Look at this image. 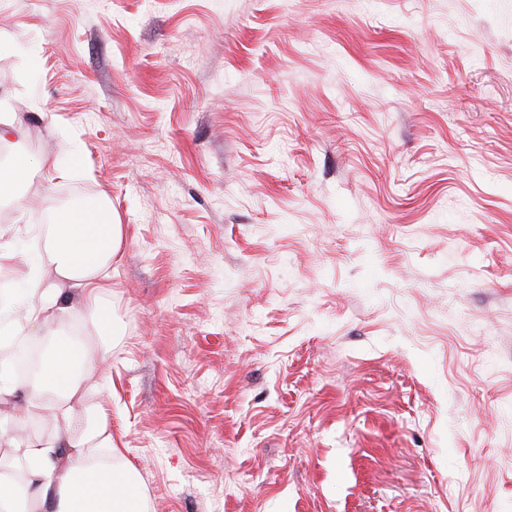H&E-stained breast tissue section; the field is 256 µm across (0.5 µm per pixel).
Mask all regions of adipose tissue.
Wrapping results in <instances>:
<instances>
[{
	"label": "adipose tissue",
	"instance_id": "1",
	"mask_svg": "<svg viewBox=\"0 0 512 512\" xmlns=\"http://www.w3.org/2000/svg\"><path fill=\"white\" fill-rule=\"evenodd\" d=\"M121 244V227L83 207L57 218L44 258L29 263L15 318L0 329V347L15 345L59 314L80 307L102 316L104 280ZM107 359L105 350L65 336L43 358L40 373L17 384L0 364V405L23 394L25 412L52 423L53 435L17 439L0 432L8 450L0 463V512H149L135 474L117 460L104 403L85 400V382Z\"/></svg>",
	"mask_w": 512,
	"mask_h": 512
}]
</instances>
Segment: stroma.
<instances>
[{"label": "stroma", "mask_w": 512, "mask_h": 512, "mask_svg": "<svg viewBox=\"0 0 512 512\" xmlns=\"http://www.w3.org/2000/svg\"><path fill=\"white\" fill-rule=\"evenodd\" d=\"M0 121L151 512H512V0H0ZM121 244V226L102 222L99 211L83 207L57 218L46 236L44 254L51 277L42 269V258L29 260L27 288L15 304V319L0 330V347L14 346L35 328L49 330L57 315L81 306L92 311L101 330L112 329V319L102 313L106 288L101 272L112 266Z\"/></svg>", "instance_id": "stroma-1"}]
</instances>
